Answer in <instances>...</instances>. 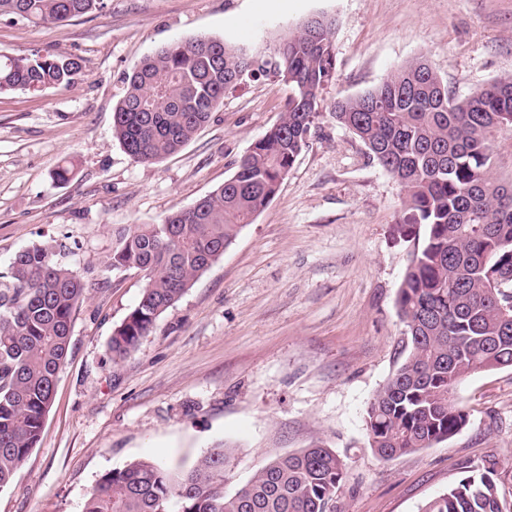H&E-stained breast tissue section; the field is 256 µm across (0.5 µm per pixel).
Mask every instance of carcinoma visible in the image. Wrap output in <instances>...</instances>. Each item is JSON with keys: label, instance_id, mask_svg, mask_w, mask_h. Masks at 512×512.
<instances>
[{"label": "carcinoma", "instance_id": "1", "mask_svg": "<svg viewBox=\"0 0 512 512\" xmlns=\"http://www.w3.org/2000/svg\"><path fill=\"white\" fill-rule=\"evenodd\" d=\"M104 0H0V16L63 22ZM281 39L268 59L220 40L173 43L123 78L113 136L136 162L180 151L244 76L275 74L291 89L280 121L241 157L234 175L192 207L118 234L106 270L150 267L138 304L114 330L112 361L137 351L157 318L224 255L239 230L275 197L319 117V95L336 78V21L323 17ZM74 57L0 54V93L68 87ZM331 118L403 188V237L414 250L399 288L405 358L366 411L375 454L390 460L429 448L467 422L452 390L480 372L512 367V176L498 169V136L512 134V76L460 98L424 58L363 93L336 101ZM86 283L43 245L17 252L0 280V488L13 484L36 447L71 345ZM230 452L212 449L187 470L149 460L104 474L83 512H330L343 476L320 444L281 455L224 493ZM421 512H507L490 473L462 478Z\"/></svg>", "mask_w": 512, "mask_h": 512}]
</instances>
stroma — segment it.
<instances>
[{"label":"stroma","instance_id":"1","mask_svg":"<svg viewBox=\"0 0 512 512\" xmlns=\"http://www.w3.org/2000/svg\"><path fill=\"white\" fill-rule=\"evenodd\" d=\"M316 14L334 16L336 78L273 200L156 320L130 357L108 343L137 305L135 272H105L119 227L158 224L222 185L279 121L287 85L247 76L178 153L133 161L112 135L123 78L145 56L206 37L270 54ZM0 53L80 58L69 87L0 94V273L19 250L64 243L61 262L105 275L72 324L40 440L0 512H82L106 472L136 459L179 470L231 447L224 491L316 441L344 461L334 512H420L474 469L512 505V368L452 392L468 413L445 442L391 460L369 446L366 410L404 357L397 291L413 244L403 190L332 104L426 57L464 98L512 75V0H106L62 24L0 16ZM75 176L53 179L62 161Z\"/></svg>","mask_w":512,"mask_h":512}]
</instances>
